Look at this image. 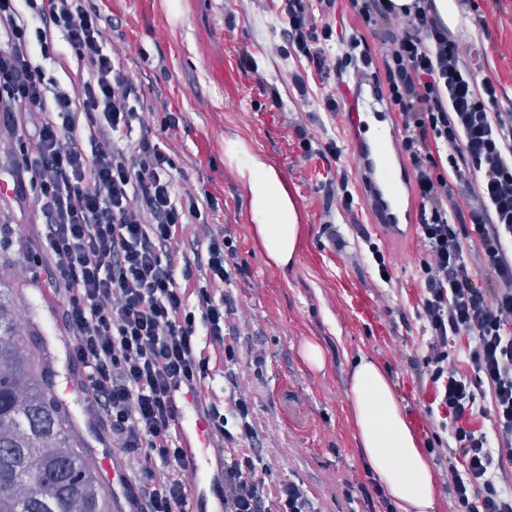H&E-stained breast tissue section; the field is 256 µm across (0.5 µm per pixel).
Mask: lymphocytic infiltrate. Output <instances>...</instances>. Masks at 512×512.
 Masks as SVG:
<instances>
[{"label":"lymphocytic infiltrate","instance_id":"1","mask_svg":"<svg viewBox=\"0 0 512 512\" xmlns=\"http://www.w3.org/2000/svg\"><path fill=\"white\" fill-rule=\"evenodd\" d=\"M348 2L363 28L383 31L380 59L365 39L318 23L337 0H282L276 49L304 60L291 75L303 99L313 73L343 82L380 75L383 99L401 118L400 152L427 246L416 316L429 342L414 367L451 420L452 509L512 512L504 469L512 462V109L500 106L497 81L475 77L469 51L432 0L404 8ZM117 25L87 0H0V126L16 133L14 192L42 216L30 261L48 274L88 408L127 460L122 488L134 512H186L174 401L181 387L200 394L203 415L228 446L224 512H320L302 485L266 482L245 383L233 381L225 396L214 386L237 359L245 319L224 291L241 271L236 248L211 221L217 198L174 179L175 153L161 135L178 127L180 113L135 108L138 90L111 45ZM59 37L89 69L69 91L42 66H65ZM133 132L134 149L119 147L118 137ZM471 239L489 285L466 256ZM461 336L468 377L448 367V342ZM488 410L490 435L471 425Z\"/></svg>","mask_w":512,"mask_h":512}]
</instances>
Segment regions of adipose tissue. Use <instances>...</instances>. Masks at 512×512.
<instances>
[{
	"mask_svg": "<svg viewBox=\"0 0 512 512\" xmlns=\"http://www.w3.org/2000/svg\"><path fill=\"white\" fill-rule=\"evenodd\" d=\"M224 162L245 191L254 236L267 264L281 270L292 267L303 249L302 226L277 167L236 135L224 140ZM349 387L355 441L396 512H434L435 476L385 370L374 357L360 355L350 371Z\"/></svg>",
	"mask_w": 512,
	"mask_h": 512,
	"instance_id": "obj_1",
	"label": "adipose tissue"
}]
</instances>
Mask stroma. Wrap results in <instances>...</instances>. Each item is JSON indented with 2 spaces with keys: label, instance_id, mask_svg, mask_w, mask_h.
<instances>
[{
  "label": "stroma",
  "instance_id": "obj_1",
  "mask_svg": "<svg viewBox=\"0 0 512 512\" xmlns=\"http://www.w3.org/2000/svg\"><path fill=\"white\" fill-rule=\"evenodd\" d=\"M103 14L121 18L112 43L137 86L144 110L162 108L183 115L163 134L179 162L176 181L217 197L215 223L237 240L245 274L227 292L246 312L234 371L248 386V399L261 423L256 448L273 484L303 485L321 512H364L359 484L373 480L353 436L349 414V371L363 352L388 371L405 417L419 415L420 440L437 431L445 412L435 390L419 378L414 360L427 352L428 337L415 315L420 264L427 249L419 234L392 238L380 227L355 166L343 114L325 112L322 97L335 92L334 78L312 76L307 99L295 98L290 77L298 59L275 52L274 33L283 19L280 0H90ZM488 27L461 13L454 36L472 54L478 76L500 84L501 103L512 109V0H475ZM278 102H271V91ZM304 126L320 142L336 141L341 157L306 156L295 138ZM236 134L276 164L306 226L296 264L281 271L267 265L257 247L246 196L224 163V139ZM348 173L356 206L324 219L330 183ZM0 222L12 225V258L25 260L42 240L35 204L17 205L0 194ZM371 234L389 262L383 282L358 238ZM345 239L336 250L330 232ZM45 274L27 272L18 293L30 304L41 332V351L53 372V392L67 407L87 454L95 464L111 463L119 449L89 421L86 398L77 390L71 345L61 314L43 303ZM318 341L327 362L311 369L301 357L305 340ZM262 354L255 364L254 354Z\"/></svg>",
  "mask_w": 512,
  "mask_h": 512
}]
</instances>
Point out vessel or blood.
Wrapping results in <instances>:
<instances>
[{
  "mask_svg": "<svg viewBox=\"0 0 512 512\" xmlns=\"http://www.w3.org/2000/svg\"><path fill=\"white\" fill-rule=\"evenodd\" d=\"M345 103V121L359 146L368 153L367 172L380 193V201L391 216L393 234L408 232V225L396 222L398 190L387 173V152L399 137L386 104L378 97L371 79L359 75L351 85L340 88ZM177 425L187 443L182 465L189 482L191 512H224V459L214 445V435L200 410V398L179 394L176 400Z\"/></svg>",
  "mask_w": 512,
  "mask_h": 512,
  "instance_id": "obj_1",
  "label": "vessel or blood"
}]
</instances>
